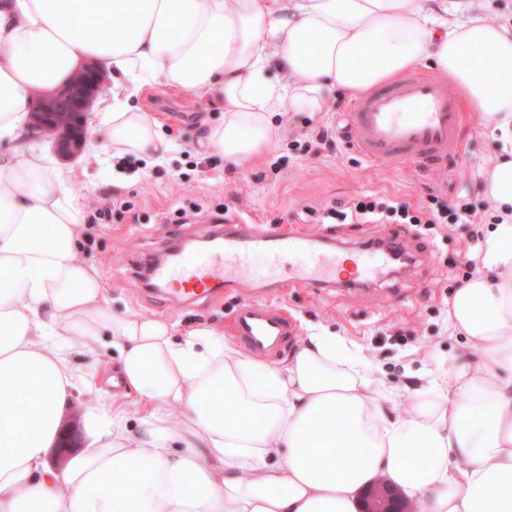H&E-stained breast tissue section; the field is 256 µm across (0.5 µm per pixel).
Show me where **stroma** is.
<instances>
[{
    "label": "stroma",
    "instance_id": "35a3bbf8",
    "mask_svg": "<svg viewBox=\"0 0 512 512\" xmlns=\"http://www.w3.org/2000/svg\"><path fill=\"white\" fill-rule=\"evenodd\" d=\"M350 103L337 95L329 111L305 118L296 115L278 144L260 162L240 169L223 157L185 149L194 135V120L205 109L199 98L157 89L152 105L163 120L175 149L161 164L133 155L90 165L73 185L85 200L86 214L104 210L101 223L86 225L78 242L79 261L98 268L114 312L157 317L188 330L202 324L226 325L244 300L265 297L295 315L300 337L321 327L342 338L352 353L371 360L376 377L402 390L424 380L430 370L463 350V340L448 335V298L477 265L464 253L480 255L490 221L483 192V167L495 151L477 115H470L458 157L444 165L419 167L409 161L391 166L364 160L347 138L316 153L306 147L312 128L338 126ZM444 199L463 197L481 217L477 224H451L428 230L409 224H326L323 212L364 194L384 193L412 204L427 201L429 190ZM118 200L105 206L106 195ZM230 220L254 219L259 234L325 233L340 248L400 234L414 259L399 272L383 271L365 285L309 288L298 283L244 286L223 298L182 308L149 293L133 272L141 259L163 253L182 239H194L215 214Z\"/></svg>",
    "mask_w": 512,
    "mask_h": 512
}]
</instances>
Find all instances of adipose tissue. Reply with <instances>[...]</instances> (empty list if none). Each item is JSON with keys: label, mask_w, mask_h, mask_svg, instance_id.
<instances>
[{"label": "adipose tissue", "mask_w": 512, "mask_h": 512, "mask_svg": "<svg viewBox=\"0 0 512 512\" xmlns=\"http://www.w3.org/2000/svg\"><path fill=\"white\" fill-rule=\"evenodd\" d=\"M0 0V512H357L377 481L415 512H512V20L494 0ZM87 62L112 95L88 152L160 159L157 85L204 98L193 147L243 167L290 113L425 65L500 144L484 166L482 269L448 298L464 350L392 415L366 360L318 331L284 365L116 314L77 261L79 173L26 142L35 91ZM220 120H211V113ZM116 353L125 395L100 387ZM91 439L52 468L77 386Z\"/></svg>", "instance_id": "ef3b65f1"}]
</instances>
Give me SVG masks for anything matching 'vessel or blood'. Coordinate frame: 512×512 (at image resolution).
Segmentation results:
<instances>
[{"label":"vessel or blood","mask_w":512,"mask_h":512,"mask_svg":"<svg viewBox=\"0 0 512 512\" xmlns=\"http://www.w3.org/2000/svg\"><path fill=\"white\" fill-rule=\"evenodd\" d=\"M465 113L447 86L433 76L413 71L356 99L344 114L350 143L369 161L392 165L408 160L422 165L458 154ZM264 250L266 262L252 256ZM352 263L370 276L387 263L384 250L356 249L350 254L326 248L321 235H253L247 223H229L215 244L190 255L146 259L145 277L158 291L197 302L230 283L259 284L289 279L310 285L335 282ZM231 336L255 354L278 356L296 325L282 307L259 300L240 302L230 317Z\"/></svg>","instance_id":"vessel-or-blood-1"}]
</instances>
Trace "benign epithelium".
I'll list each match as a JSON object with an SVG mask.
<instances>
[{"label": "benign epithelium", "instance_id": "obj_1", "mask_svg": "<svg viewBox=\"0 0 512 512\" xmlns=\"http://www.w3.org/2000/svg\"><path fill=\"white\" fill-rule=\"evenodd\" d=\"M105 84L103 72L94 64L80 68L71 82L43 93L39 107L32 113V127L51 135L53 152L62 159L75 160L86 149L88 119L95 100ZM67 102V111L58 112V104ZM360 512H410L400 492L380 481L368 488Z\"/></svg>", "mask_w": 512, "mask_h": 512}]
</instances>
